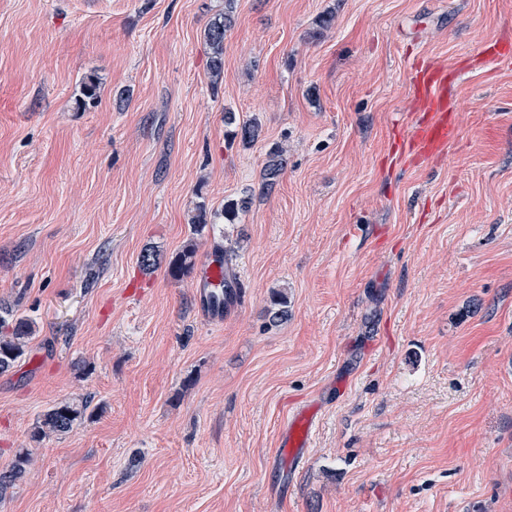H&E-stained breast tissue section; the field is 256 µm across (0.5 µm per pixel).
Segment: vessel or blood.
I'll use <instances>...</instances> for the list:
<instances>
[{
	"instance_id": "1",
	"label": "vessel or blood",
	"mask_w": 512,
	"mask_h": 512,
	"mask_svg": "<svg viewBox=\"0 0 512 512\" xmlns=\"http://www.w3.org/2000/svg\"><path fill=\"white\" fill-rule=\"evenodd\" d=\"M478 60L486 69L512 63V45L489 41ZM447 87V68L431 63L416 67L412 78L413 104L416 111L422 112L423 118L414 127L409 144L420 156L446 153L455 135L453 107ZM224 276L223 262L216 255H209L200 268L198 292V304L207 316L220 318L224 315L223 304L213 302L211 297L213 286L222 282ZM319 413V404L313 403L289 414L276 451L279 463H294L309 448Z\"/></svg>"
}]
</instances>
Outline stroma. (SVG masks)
<instances>
[{
    "instance_id": "1",
    "label": "stroma",
    "mask_w": 512,
    "mask_h": 512,
    "mask_svg": "<svg viewBox=\"0 0 512 512\" xmlns=\"http://www.w3.org/2000/svg\"><path fill=\"white\" fill-rule=\"evenodd\" d=\"M223 11L0 0V302L33 322L0 374V471L32 458L0 512H512V69L472 61L512 40V0H235L215 83ZM427 62L453 72L459 137L415 164ZM244 196L194 235L198 204ZM191 239L234 253L223 321L171 273ZM64 402L88 405L74 430L33 439ZM235 0L224 1V14L215 18L205 30V38L211 49L209 71L212 82H219L224 72V37L232 24ZM224 124L225 125H234V130L232 131V138L235 140L239 138L240 143L243 146L250 145L255 142L260 134L259 127L254 123L242 122L238 123L235 113L233 112H225L224 114ZM320 405H305L292 411L284 424L276 451V461L292 464L310 446V438L316 427Z\"/></svg>"
}]
</instances>
